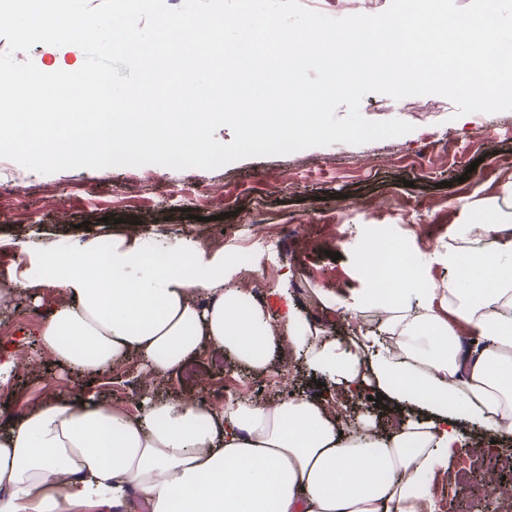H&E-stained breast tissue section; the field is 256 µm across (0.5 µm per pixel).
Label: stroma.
<instances>
[{"instance_id":"1","label":"stroma","mask_w":512,"mask_h":512,"mask_svg":"<svg viewBox=\"0 0 512 512\" xmlns=\"http://www.w3.org/2000/svg\"><path fill=\"white\" fill-rule=\"evenodd\" d=\"M16 61L32 60L41 71L73 72L84 63L74 45H35L16 52ZM363 117L400 119L412 132L398 138L350 145L335 143L285 155L249 157L213 170H174L156 164L106 169L78 168L40 174L12 160L11 195L0 196V283L17 277L42 287L44 305L64 298L49 285L37 243L61 250L89 239L139 232L155 235L162 246L185 240L210 244L224 257V281L249 284L274 317L287 306L310 321L344 336L355 324L346 306L372 286L365 270L368 244L389 247L401 240L415 260L418 278L437 286L448 280V240L468 219L464 205L496 196L487 219L512 208L504 187L512 182V110L486 115H457L446 97L421 96L417 111L405 100L381 93L366 95ZM433 130L437 144L423 150L422 137ZM260 224L287 226L283 241L270 243ZM248 242L254 264L240 274L234 261L238 243ZM40 313L29 300L17 299L0 310V339L35 335ZM195 377L145 376L139 358L95 376L59 366L37 344L26 345L7 389L0 390V429L21 411L54 394L83 390L97 401L135 410L133 384L155 398L207 399L232 389L235 399L276 402L317 396L333 382L291 361L273 360L264 371L242 366L223 349L210 347L193 359ZM512 455V436L491 439L471 429L452 452L449 471L467 466L471 481L497 470L500 457Z\"/></svg>"}]
</instances>
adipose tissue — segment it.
Here are the masks:
<instances>
[{
  "mask_svg": "<svg viewBox=\"0 0 512 512\" xmlns=\"http://www.w3.org/2000/svg\"><path fill=\"white\" fill-rule=\"evenodd\" d=\"M60 303L39 288L0 285V306L44 307L40 349L97 375L138 356L154 376L183 369L205 346L252 369L287 348L356 393L371 384L395 406L390 431L368 416L351 428L325 397L274 404L143 397L138 413L93 397H57L0 433V512H432L433 480L468 425L512 434V223L466 224L448 242L444 287H385L387 262L367 254L383 312L378 328L338 337L288 311L280 335L264 305L224 282V261L200 244L158 258L149 237L49 250Z\"/></svg>",
  "mask_w": 512,
  "mask_h": 512,
  "instance_id": "adipose-tissue-1",
  "label": "adipose tissue"
}]
</instances>
